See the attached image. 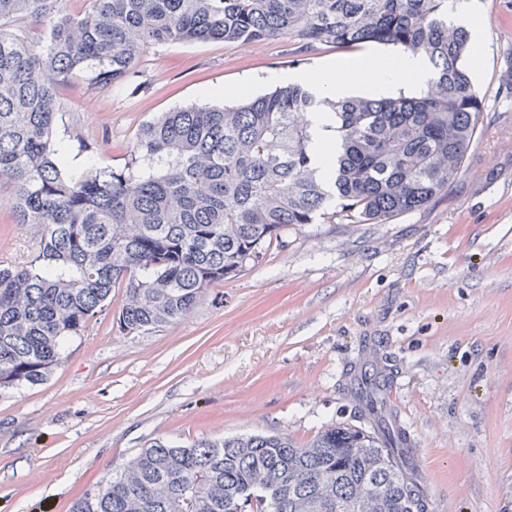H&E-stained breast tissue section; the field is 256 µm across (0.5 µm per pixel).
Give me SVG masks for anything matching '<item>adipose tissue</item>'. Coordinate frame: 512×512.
Instances as JSON below:
<instances>
[{"mask_svg":"<svg viewBox=\"0 0 512 512\" xmlns=\"http://www.w3.org/2000/svg\"><path fill=\"white\" fill-rule=\"evenodd\" d=\"M434 75L427 56L402 49L390 53L367 52L352 60H341L315 72H295L294 82L309 86L317 96L345 99L364 92L374 97L388 96L397 88L418 91L428 86ZM311 133L316 149L312 160L323 178H331L335 167V121L329 111L310 114Z\"/></svg>","mask_w":512,"mask_h":512,"instance_id":"obj_1","label":"adipose tissue"}]
</instances>
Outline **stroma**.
Returning <instances> with one entry per match:
<instances>
[{"label":"stroma","mask_w":512,"mask_h":512,"mask_svg":"<svg viewBox=\"0 0 512 512\" xmlns=\"http://www.w3.org/2000/svg\"><path fill=\"white\" fill-rule=\"evenodd\" d=\"M483 28L473 76L483 121L462 175L387 224L289 227L185 319L119 332L123 296L68 342L48 379L0 392V512H68L155 439L244 434L312 440L355 419L346 371L386 358L388 406L415 446L429 512H512V0H469ZM288 38L149 46L121 90L86 73L58 88L69 162L123 168L161 113L205 90L269 91L265 78L356 56ZM36 249L0 187V263Z\"/></svg>","instance_id":"35a3bbf8"}]
</instances>
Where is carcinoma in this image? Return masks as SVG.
I'll list each match as a JSON object with an SVG mask.
<instances>
[{
  "instance_id": "1",
  "label": "carcinoma",
  "mask_w": 512,
  "mask_h": 512,
  "mask_svg": "<svg viewBox=\"0 0 512 512\" xmlns=\"http://www.w3.org/2000/svg\"><path fill=\"white\" fill-rule=\"evenodd\" d=\"M450 0H0V184L37 252L0 267V391L37 385L123 289L117 325L179 321L207 292L246 271L290 226L386 224L414 212L463 172L483 102L466 67L468 35ZM286 36L307 49L378 43L426 55L427 90L326 104L336 171L322 181L303 115L316 97L289 83L236 104L164 112L140 130L121 170H70L54 140L57 84L91 72L121 89L145 48L165 42L257 43ZM336 200V210L324 211ZM379 360L350 373L359 418L300 445L239 435L189 445L158 439L71 512H427L413 444L385 406Z\"/></svg>"
}]
</instances>
